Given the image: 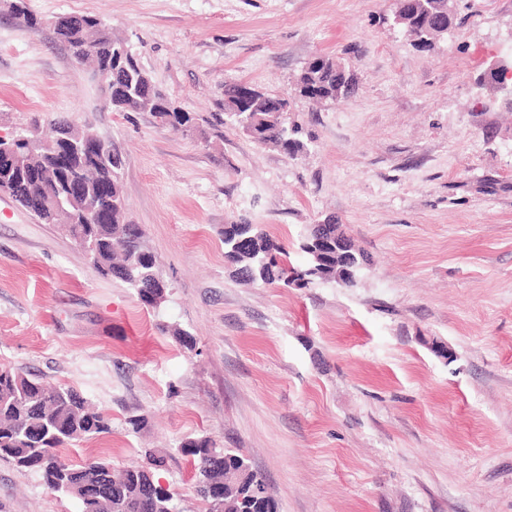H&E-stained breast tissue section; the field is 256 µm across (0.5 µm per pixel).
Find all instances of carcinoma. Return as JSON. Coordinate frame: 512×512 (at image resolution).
I'll use <instances>...</instances> for the list:
<instances>
[{"label":"carcinoma","instance_id":"1","mask_svg":"<svg viewBox=\"0 0 512 512\" xmlns=\"http://www.w3.org/2000/svg\"><path fill=\"white\" fill-rule=\"evenodd\" d=\"M31 30L43 21L33 15L23 0L10 8ZM398 13L405 19L406 32L424 44L436 25L452 20L446 0H399ZM53 30L60 43L80 63L89 62L106 102L116 112H152L176 131L190 128L192 118L152 83L125 41L94 15L70 14L58 18ZM351 85V76L336 61L323 57L310 63L299 79L304 96L334 100ZM240 84L224 90L228 118L245 132L255 129L259 142L272 143L289 154L302 150L295 138L298 128L285 126L288 100L258 91L241 100ZM77 133L64 120L52 124V135L38 137L27 130L17 133L9 152L0 151V191L9 194L23 208L45 224H64L70 237L86 252L93 267L103 276H114L132 288L149 306L161 303L166 284L154 257L144 250L142 231L126 218L118 182L120 157L109 146H90L94 155L83 168V191L91 202L112 210V223L91 224L78 203L66 198L67 172L56 155L45 147L67 150V139ZM224 260L233 276L263 284L294 283L306 287L314 281H333L336 258L319 276L309 269L288 266L285 247L261 224H226L223 230ZM110 418L90 406L73 387L51 385L37 375H23L0 368V458L33 470L53 492L78 499L82 512H178L169 490L154 498V470L163 459L150 453L144 464L133 465L118 476L104 459H89L74 465L58 449L106 433ZM194 464V488L206 505V512H277L263 477L231 449H218L207 438L181 446Z\"/></svg>","mask_w":512,"mask_h":512}]
</instances>
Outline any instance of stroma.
<instances>
[{
	"instance_id": "stroma-1",
	"label": "stroma",
	"mask_w": 512,
	"mask_h": 512,
	"mask_svg": "<svg viewBox=\"0 0 512 512\" xmlns=\"http://www.w3.org/2000/svg\"><path fill=\"white\" fill-rule=\"evenodd\" d=\"M26 3L40 31L0 10V135L37 115L111 144L127 220L167 284L144 304L0 192V365L111 419L66 457L120 469L158 450L179 512H205L180 450L203 437L240 450L278 512H512V110L479 82L512 46V0H452L451 32L427 48L396 0ZM68 13L123 38L193 130L112 111L54 37ZM320 56L351 93L301 95ZM228 82L287 96L298 156L227 122ZM243 221L296 267L308 229L330 221L367 260L351 288L247 285L222 235ZM0 512L80 504L0 460Z\"/></svg>"
}]
</instances>
